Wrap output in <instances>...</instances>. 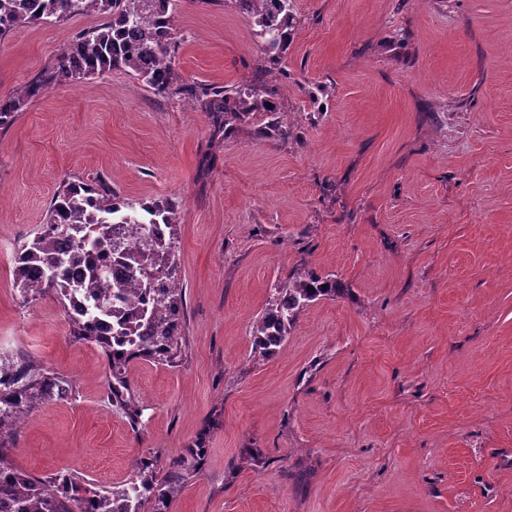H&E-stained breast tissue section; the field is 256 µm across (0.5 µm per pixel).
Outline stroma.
I'll return each mask as SVG.
<instances>
[{
  "mask_svg": "<svg viewBox=\"0 0 512 512\" xmlns=\"http://www.w3.org/2000/svg\"><path fill=\"white\" fill-rule=\"evenodd\" d=\"M271 73L287 139L258 112L225 137L190 100L122 70L56 85L0 130V242L40 230L62 179L175 201L185 357L127 369L138 429L108 402L105 357L56 296L23 299L0 255V356L67 377L13 460L102 488L203 444L166 512H512V0H293ZM103 15L0 36V99ZM231 0H177L181 85L240 87L261 58ZM342 294L278 353L251 328L298 269Z\"/></svg>",
  "mask_w": 512,
  "mask_h": 512,
  "instance_id": "1",
  "label": "stroma"
}]
</instances>
